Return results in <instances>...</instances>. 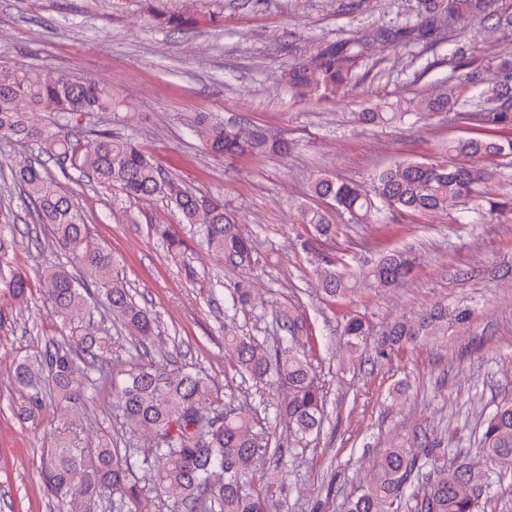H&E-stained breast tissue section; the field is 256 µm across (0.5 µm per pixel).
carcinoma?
Here are the masks:
<instances>
[{"mask_svg":"<svg viewBox=\"0 0 512 512\" xmlns=\"http://www.w3.org/2000/svg\"><path fill=\"white\" fill-rule=\"evenodd\" d=\"M149 21L171 31H188L214 25L221 15L196 8L197 0L167 9L158 0H144ZM421 24L394 31L383 30L386 40H404L413 35L426 39L437 32L436 17L488 18L494 0H423ZM364 47L354 39L331 44L317 55L312 66H298L288 73L291 89L301 95L334 96L345 90ZM512 75V60L497 66L496 76L484 84L479 95L465 100L458 86L445 84L430 96L399 99L387 112H361L366 124L404 123L433 112L472 115L484 129L512 130V87L501 77ZM44 108L54 112L53 125L38 126L30 114ZM125 112L123 101L112 90L90 79H74L46 68L0 66V142L29 140L54 159L63 171L72 169L101 188L120 186L126 196L143 199L162 194L175 205L184 224L204 230L203 245L224 257L234 268L256 261L253 241L224 211V202L196 194L162 174L161 169L132 137L97 129L85 138L81 129L69 125L77 114ZM194 137L208 152L225 156L288 154V141L262 127L226 125L208 113L197 117ZM468 159L455 164L452 158ZM512 158V139L496 137L453 139L442 147L440 159L410 160L380 170L372 185L340 181L318 175L309 196L325 202L340 215L359 224H374L383 209L407 213H446L473 198L489 178L486 161ZM24 200L33 209L37 223L46 224L72 266L80 269L102 295L130 334L135 355L130 368L111 380L115 408L123 439L102 433L96 441L81 437L73 419L80 416L90 395L103 377L100 363L112 354V337L81 328L90 314L87 299L76 278L65 266L44 270L45 301L62 322L63 341L36 356L15 363L14 381L32 389L34 406L49 398L63 420L49 447L42 449L41 481L47 494L63 512H103L116 497L128 512H152L153 502L164 499L173 512H265L266 489L255 480L257 465L267 448L268 435L255 429L245 413L224 409L221 395L207 376L179 366L174 361L159 364L150 355L157 323L150 310L132 301L121 275L120 262L112 252L91 241L89 227L73 200L38 166L29 163L11 172ZM300 223L310 225L318 236L329 238L336 231L327 211L299 206ZM167 251L177 256L179 236L166 226L157 228ZM15 239L11 225L0 224V294L25 295L27 276L13 266L10 254ZM418 257L411 249H390L346 273L326 257L315 259V272L324 294L345 300L359 288L389 290L414 271ZM466 323L467 309L448 312L437 304L418 317L392 324L382 345L400 349L428 336L448 335V316ZM285 335L264 346L253 336L224 328V346L239 371L258 382L282 388L275 420L288 426L296 437H305L321 427L325 393L310 361L295 347L307 332L305 321L292 312H280ZM344 335L352 343L368 335L365 321L348 318ZM481 445L486 465L461 462L437 469L445 449L426 433L415 436L419 444L386 448L365 477L361 492L348 501L346 512H477L497 472L512 468V397L481 421ZM149 441L148 450L137 439ZM423 488L422 494L416 489Z\"/></svg>","mask_w":512,"mask_h":512,"instance_id":"1","label":"carcinoma"}]
</instances>
